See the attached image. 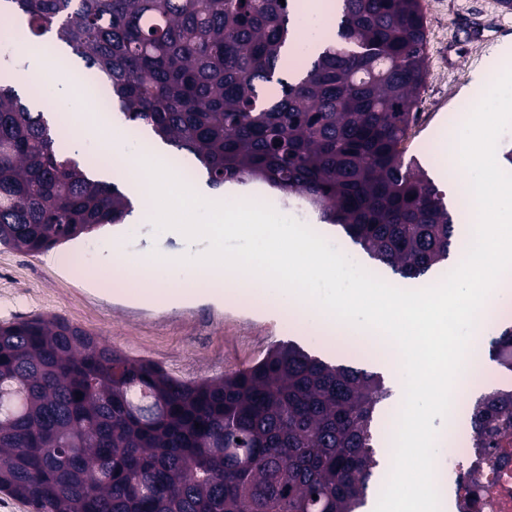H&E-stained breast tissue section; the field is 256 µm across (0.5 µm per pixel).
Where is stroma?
I'll return each instance as SVG.
<instances>
[{
	"label": "stroma",
	"instance_id": "35a3bbf8",
	"mask_svg": "<svg viewBox=\"0 0 512 512\" xmlns=\"http://www.w3.org/2000/svg\"><path fill=\"white\" fill-rule=\"evenodd\" d=\"M422 6L429 74L420 90L419 114L405 143V157L422 167L445 191L448 207L453 210L459 200L458 188L468 174L459 165H438L434 157L441 141L457 140L490 84L512 69V58L504 60L495 54L498 45L512 42V10H504L499 0H422ZM1 46L22 63L28 53L46 51L52 65L50 76L27 75L17 91L32 111L49 109L58 114L79 157H100V143L105 139L120 144L125 156L131 158L155 145L153 133L134 128L119 108L100 110L97 91L81 83L85 73L82 61L51 36L17 40L0 31ZM479 70L486 71L488 78L478 85L474 74ZM165 153L174 160V174L194 170L192 182L207 199L225 203L271 193L261 183L209 188L205 177L196 173L195 160L176 158L170 147ZM110 180L133 206L124 223L105 226L54 248L51 262L42 253L31 255L0 246V322L57 315L130 357L159 363L183 380L215 378L244 369L262 359L273 345L291 342L327 362L379 373L388 388L399 383L403 369L389 367L377 353L358 355L336 342L316 340L309 321L300 330L286 328L285 319L292 314V307L267 303L261 288L252 291L261 300V307L243 310L233 306L230 295L220 292H202L158 306L116 287L111 275H104L98 283L86 282L81 268L102 266L116 251L129 256L148 250L186 256L202 254L208 247L204 240L191 241L156 231L151 214L141 208L125 165L113 164ZM305 224L353 263L406 290L439 284L467 252L469 231L464 228L447 261L423 278L406 280L371 260L339 226L322 222L317 213H310Z\"/></svg>",
	"mask_w": 512,
	"mask_h": 512
}]
</instances>
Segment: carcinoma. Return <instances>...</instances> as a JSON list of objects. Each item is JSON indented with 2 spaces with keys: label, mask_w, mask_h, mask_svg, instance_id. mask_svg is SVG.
I'll use <instances>...</instances> for the list:
<instances>
[{
  "label": "carcinoma",
  "mask_w": 512,
  "mask_h": 512,
  "mask_svg": "<svg viewBox=\"0 0 512 512\" xmlns=\"http://www.w3.org/2000/svg\"><path fill=\"white\" fill-rule=\"evenodd\" d=\"M105 83L136 127L194 157L208 184L302 196L371 258L416 280L457 224L405 161L428 76L421 0H339L335 36L293 82L279 0H0ZM0 56V245L41 253L119 224L129 198L67 153ZM512 348V326L489 341ZM379 374L276 345L185 381L60 318L0 323V492L35 512H361L378 467ZM481 454L512 433V390L469 410Z\"/></svg>",
  "instance_id": "cac0c4a2"
}]
</instances>
